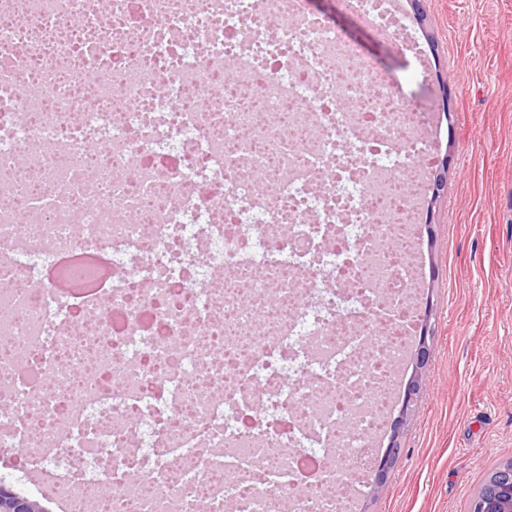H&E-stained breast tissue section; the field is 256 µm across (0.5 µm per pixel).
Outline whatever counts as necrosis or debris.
<instances>
[{
  "instance_id": "1",
  "label": "necrosis or debris",
  "mask_w": 512,
  "mask_h": 512,
  "mask_svg": "<svg viewBox=\"0 0 512 512\" xmlns=\"http://www.w3.org/2000/svg\"><path fill=\"white\" fill-rule=\"evenodd\" d=\"M291 0H0V471L72 512H350L427 144ZM78 255L111 267L91 295Z\"/></svg>"
}]
</instances>
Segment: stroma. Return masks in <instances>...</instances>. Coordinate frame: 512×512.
I'll list each match as a JSON object with an SVG mask.
<instances>
[{
  "mask_svg": "<svg viewBox=\"0 0 512 512\" xmlns=\"http://www.w3.org/2000/svg\"><path fill=\"white\" fill-rule=\"evenodd\" d=\"M410 50L397 52L345 0H310L394 94L425 104L432 160L411 173L447 186L420 209L416 303L429 309L428 364L398 451L358 512H468L492 468L512 459V0H397Z\"/></svg>",
  "mask_w": 512,
  "mask_h": 512,
  "instance_id": "obj_1",
  "label": "stroma"
}]
</instances>
